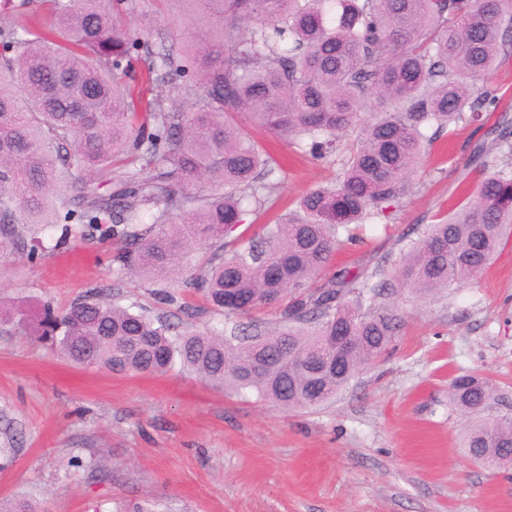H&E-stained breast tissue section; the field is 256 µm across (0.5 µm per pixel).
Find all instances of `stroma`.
Segmentation results:
<instances>
[{
  "instance_id": "1",
  "label": "stroma",
  "mask_w": 512,
  "mask_h": 512,
  "mask_svg": "<svg viewBox=\"0 0 512 512\" xmlns=\"http://www.w3.org/2000/svg\"><path fill=\"white\" fill-rule=\"evenodd\" d=\"M477 87L494 104L478 124L459 122L427 147L394 220L367 224L337 250L333 268H364L384 285L398 320L387 353L317 410L286 411L174 369L116 373L79 366L49 342L0 322V500L24 497L41 512H512V469L466 456L469 420L448 405L457 375L475 372L496 392L488 418L512 417V238L469 285L429 295L387 287L408 248L475 185L468 159L484 145L512 170V59ZM240 126L287 161L267 210L235 232L294 208L338 167L300 155L286 138ZM81 252L80 263H68ZM112 242L76 239L36 259L0 257V306L33 320L64 311L93 288L117 305L161 309L179 328L221 326L203 299L181 292L157 307L151 284L116 280Z\"/></svg>"
}]
</instances>
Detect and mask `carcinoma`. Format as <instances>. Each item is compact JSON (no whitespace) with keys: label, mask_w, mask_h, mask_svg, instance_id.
Wrapping results in <instances>:
<instances>
[{"label":"carcinoma","mask_w":512,"mask_h":512,"mask_svg":"<svg viewBox=\"0 0 512 512\" xmlns=\"http://www.w3.org/2000/svg\"><path fill=\"white\" fill-rule=\"evenodd\" d=\"M203 26L185 46L166 28L136 30V0H0V250L32 259L39 233L112 239L113 272L174 283L229 320L271 306L264 334H187L147 310L91 292L38 328L78 365L162 373L179 367L282 409L334 400L387 349L395 327L367 273L329 266L354 224L402 207L425 145L494 95L466 78L512 57V0H168ZM177 85L179 101L158 89ZM246 115L316 160L355 135L336 181L308 189L296 210L248 245L183 276L196 246L224 249L276 192L277 160L243 132ZM479 179L452 215L404 258L398 287L419 294L475 281L512 231V174L482 152ZM80 179L61 190L64 172ZM111 189L102 191L100 176ZM477 374L454 378L449 403L475 424L462 447L512 467V418L481 419L493 399Z\"/></svg>","instance_id":"obj_1"}]
</instances>
